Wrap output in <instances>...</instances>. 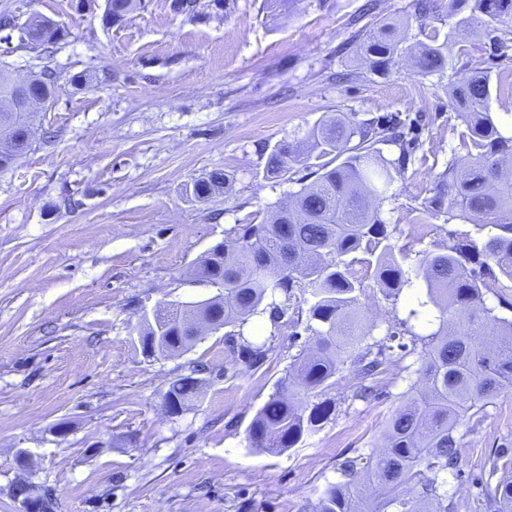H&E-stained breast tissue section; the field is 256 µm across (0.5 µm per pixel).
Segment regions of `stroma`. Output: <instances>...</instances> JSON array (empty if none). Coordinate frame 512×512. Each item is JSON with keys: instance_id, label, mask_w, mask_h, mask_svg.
<instances>
[{"instance_id": "35a3bbf8", "label": "stroma", "mask_w": 512, "mask_h": 512, "mask_svg": "<svg viewBox=\"0 0 512 512\" xmlns=\"http://www.w3.org/2000/svg\"><path fill=\"white\" fill-rule=\"evenodd\" d=\"M366 2L288 0L274 11L267 0H197L189 14L145 0L109 25L106 0H0L16 24L0 70L15 81L56 75L52 101L31 110L36 141L0 171V512H20L21 481L52 489L55 512H311L345 458L381 446L407 383L389 373L385 399L366 403L346 368L316 433L276 455L249 448L253 418L312 347L308 334L293 340L252 318L245 335L270 349L257 369L231 364L220 331L168 358L137 342L143 309L217 295L199 259L315 179L302 163L293 178H265L272 147L337 112L396 114L418 130V161L382 207L399 244L489 235L461 219H434L423 236L410 227L451 157L448 85L486 35L448 17L419 26L412 0H376L370 12ZM33 12L64 28L53 52L22 41ZM373 24L423 42L453 34L447 68L424 75L405 57L387 75L370 71L358 47ZM215 169L232 173L230 188L194 199L191 184ZM184 376L204 379L203 391L168 413L163 395ZM463 443L448 477L461 501L491 452L512 454V392Z\"/></svg>"}]
</instances>
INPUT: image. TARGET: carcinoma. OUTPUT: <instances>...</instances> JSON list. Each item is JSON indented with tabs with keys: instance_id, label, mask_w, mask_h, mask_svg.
I'll use <instances>...</instances> for the list:
<instances>
[{
	"instance_id": "obj_1",
	"label": "carcinoma",
	"mask_w": 512,
	"mask_h": 512,
	"mask_svg": "<svg viewBox=\"0 0 512 512\" xmlns=\"http://www.w3.org/2000/svg\"><path fill=\"white\" fill-rule=\"evenodd\" d=\"M108 23L119 24L141 0H110ZM460 16L455 28L485 30L494 52H512V0H413L416 19ZM439 43H408L407 34L379 26L363 35L360 50L370 69L390 71L395 59L409 56L420 73L430 75L448 65V39ZM62 29L42 19L37 46L54 45ZM503 85L492 83L482 62L469 56L460 78L450 85L449 106L459 124L453 128L458 147L448 167L435 175L430 193L416 209L413 221L445 214L467 219L496 232L483 241L449 236L434 250L416 252L406 265L411 247L393 242V230L381 215L389 187L408 170L410 158L389 160L376 148L397 142L404 132L397 117L382 123H357L339 113L309 129L300 145H275L266 175L291 173V163L314 160L316 181L303 186L286 207L263 214L257 224H239L205 255L198 267L203 280L222 293L199 302L174 303L165 317H143L138 333L145 355L176 356L193 342L181 334L178 319L202 311L224 316L225 342L234 361L258 368L268 358L265 345L251 342L243 332L254 316L269 314L275 331L293 329L299 320L289 314L294 301L306 305L304 330L314 347L293 356L278 391L259 409L247 439L249 447L278 453L297 447L320 429L332 412L326 401L309 402L336 384L343 367L358 379L354 396L366 402L382 397L381 377L397 368L409 380L407 400L387 420L385 443L379 450L345 460L339 479L321 493L313 512H512V460L503 452L489 455L485 480L472 501L461 503L448 495L446 476L458 468L464 433L479 422L487 407L512 391V320L486 306L487 294L512 281V179L502 169L512 162V132L491 110L492 98ZM12 82L0 75V170L9 168L30 146L35 132L26 114L13 107ZM232 176L214 169L193 182L192 195L206 201L224 191ZM378 289L397 304L405 296V316L394 330L377 339L367 323L359 296ZM424 330L420 334L416 329ZM412 336V346L390 345L397 332ZM416 355L417 368L404 365ZM416 379H411V376ZM173 381L165 397L177 407L200 394L195 385Z\"/></svg>"
}]
</instances>
